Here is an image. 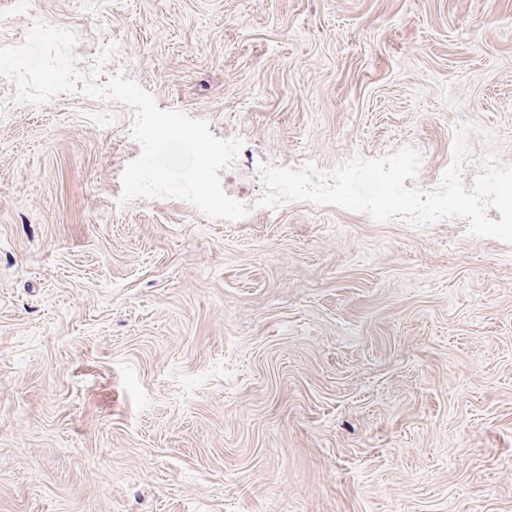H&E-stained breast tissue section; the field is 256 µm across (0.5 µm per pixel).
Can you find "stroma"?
Here are the masks:
<instances>
[{
	"instance_id": "1",
	"label": "stroma",
	"mask_w": 512,
	"mask_h": 512,
	"mask_svg": "<svg viewBox=\"0 0 512 512\" xmlns=\"http://www.w3.org/2000/svg\"><path fill=\"white\" fill-rule=\"evenodd\" d=\"M33 22L242 139L245 204L260 166L404 146L432 189L459 123L465 186L512 163V0H0V45ZM134 115L79 87L0 114V512H512V243L120 205Z\"/></svg>"
}]
</instances>
